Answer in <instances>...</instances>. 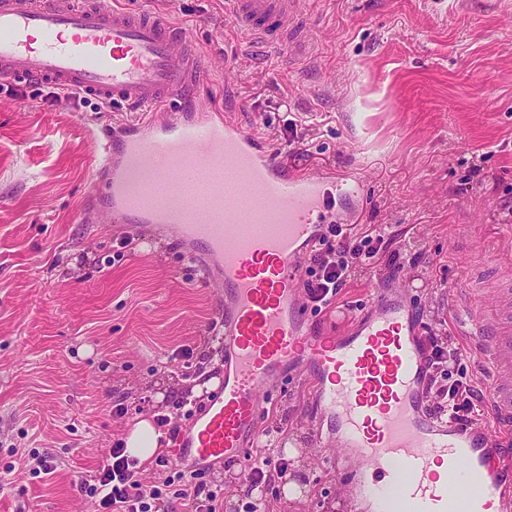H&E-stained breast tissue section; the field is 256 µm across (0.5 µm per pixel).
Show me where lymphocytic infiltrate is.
Here are the masks:
<instances>
[{
	"instance_id": "lymphocytic-infiltrate-1",
	"label": "lymphocytic infiltrate",
	"mask_w": 512,
	"mask_h": 512,
	"mask_svg": "<svg viewBox=\"0 0 512 512\" xmlns=\"http://www.w3.org/2000/svg\"><path fill=\"white\" fill-rule=\"evenodd\" d=\"M400 252L395 234L376 227L355 232L353 225H330L322 245L310 258L303 282L305 296L314 309L335 301L357 268L369 269L386 262L400 270ZM430 380L428 394L435 414L464 426L479 425L486 394L479 384L461 374L464 352L453 335L425 329ZM184 471L153 484L142 481L137 460L125 454L123 443H115L110 458L98 469L94 483L84 491L95 512H165L170 499L183 502L184 512H222L217 493L198 482L187 484Z\"/></svg>"
}]
</instances>
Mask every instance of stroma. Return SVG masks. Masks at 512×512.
I'll list each match as a JSON object with an SVG mask.
<instances>
[{
    "label": "stroma",
    "mask_w": 512,
    "mask_h": 512,
    "mask_svg": "<svg viewBox=\"0 0 512 512\" xmlns=\"http://www.w3.org/2000/svg\"><path fill=\"white\" fill-rule=\"evenodd\" d=\"M318 42L314 62L245 51L224 0H153L185 27L216 71L207 102L235 117L301 170L358 175L356 224L389 227L402 272L357 270L334 308L308 310L335 329L375 290L406 292L423 324L450 330L483 387L453 305L512 281V0H302ZM95 101L46 104L27 84L0 93V512H82L79 490L139 418L169 415L224 377L213 324L216 290L171 236L91 214L101 147L86 128L127 120ZM296 123V133L286 130ZM135 243L122 247L124 238ZM190 363L173 359L180 346ZM313 378L291 366L268 424L296 452L288 481L262 491L265 512H346L344 479L314 441ZM122 406L124 415L113 414ZM57 469L34 477L36 459ZM299 485L300 499L286 496Z\"/></svg>",
    "instance_id": "1"
}]
</instances>
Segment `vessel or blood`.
<instances>
[{
	"instance_id": "vessel-or-blood-1",
	"label": "vessel or blood",
	"mask_w": 512,
	"mask_h": 512,
	"mask_svg": "<svg viewBox=\"0 0 512 512\" xmlns=\"http://www.w3.org/2000/svg\"><path fill=\"white\" fill-rule=\"evenodd\" d=\"M224 15L261 54L312 61L301 0H224ZM187 31L156 9L89 0H0V84L35 81L129 111L160 108L105 134L100 220L157 224L218 266L224 381L182 427L173 459L185 471L246 464L263 406L295 360L316 385L315 419L335 426L331 464L355 463L347 512H512V289L481 306L459 289L456 307L496 375L491 423L461 428L432 415L427 352L405 294L375 292L363 316L330 336L299 299L302 260L327 225L350 223L360 179L298 172L269 143L208 109L209 67L186 51Z\"/></svg>"
}]
</instances>
